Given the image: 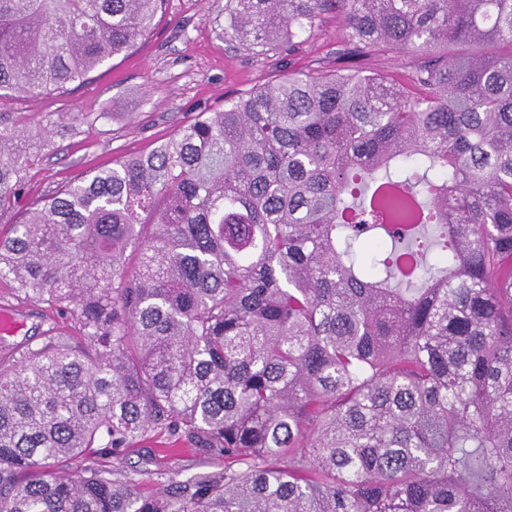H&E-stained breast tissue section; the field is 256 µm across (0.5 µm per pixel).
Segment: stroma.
Masks as SVG:
<instances>
[{
  "label": "stroma",
  "mask_w": 512,
  "mask_h": 512,
  "mask_svg": "<svg viewBox=\"0 0 512 512\" xmlns=\"http://www.w3.org/2000/svg\"><path fill=\"white\" fill-rule=\"evenodd\" d=\"M226 0H167L153 33L127 53L94 71L65 93L0 97V130L26 127L37 163L27 170L23 198L30 201L57 186L79 181L114 159L152 149L171 137L180 123L201 112L223 110L227 98L277 79L285 68H333L344 49L335 19L304 43L289 60L256 57L224 36ZM25 316L14 335L20 343L53 324L69 321L47 305L18 298L0 281V310ZM97 465L113 479L133 480L145 493L168 492L199 473L219 472L213 461L181 447L160 452L144 441L118 454L104 453Z\"/></svg>",
  "instance_id": "obj_1"
}]
</instances>
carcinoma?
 Here are the masks:
<instances>
[{
	"label": "carcinoma",
	"mask_w": 512,
	"mask_h": 512,
	"mask_svg": "<svg viewBox=\"0 0 512 512\" xmlns=\"http://www.w3.org/2000/svg\"><path fill=\"white\" fill-rule=\"evenodd\" d=\"M166 0H0V92L65 91ZM290 70L33 201L0 281L69 316L0 338V512H512V0H227ZM382 48L418 57L400 84ZM0 131V214L35 158ZM224 459L146 496L92 467Z\"/></svg>",
	"instance_id": "carcinoma-1"
}]
</instances>
